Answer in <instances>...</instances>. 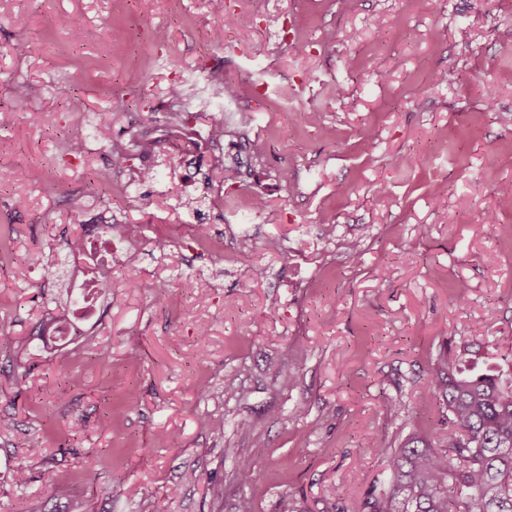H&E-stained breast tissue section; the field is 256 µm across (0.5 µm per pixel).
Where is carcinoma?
I'll return each instance as SVG.
<instances>
[{"label":"carcinoma","mask_w":512,"mask_h":512,"mask_svg":"<svg viewBox=\"0 0 512 512\" xmlns=\"http://www.w3.org/2000/svg\"><path fill=\"white\" fill-rule=\"evenodd\" d=\"M111 181L112 170L97 169L85 188L96 195ZM427 388L448 435L437 442L433 432L415 431L394 449L368 435L367 451L381 458L386 482L366 490L352 511L333 486L319 512H512V385L480 366L462 341L431 364Z\"/></svg>","instance_id":"cac0c4a2"}]
</instances>
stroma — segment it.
<instances>
[{"mask_svg":"<svg viewBox=\"0 0 512 512\" xmlns=\"http://www.w3.org/2000/svg\"><path fill=\"white\" fill-rule=\"evenodd\" d=\"M225 5L236 27L210 0H0V512H42L53 482L62 512H318L333 485L351 507L384 477L366 435L440 429L426 380L449 343L512 357V0ZM178 83L208 92L196 127L220 116L251 140L248 168L217 151L183 167L185 128L154 140ZM115 140L132 145L119 166ZM108 208L139 260L113 265L96 324L46 349L40 320L73 308L58 241ZM102 344L110 364L89 368Z\"/></svg>","mask_w":512,"mask_h":512,"instance_id":"stroma-1","label":"stroma"}]
</instances>
